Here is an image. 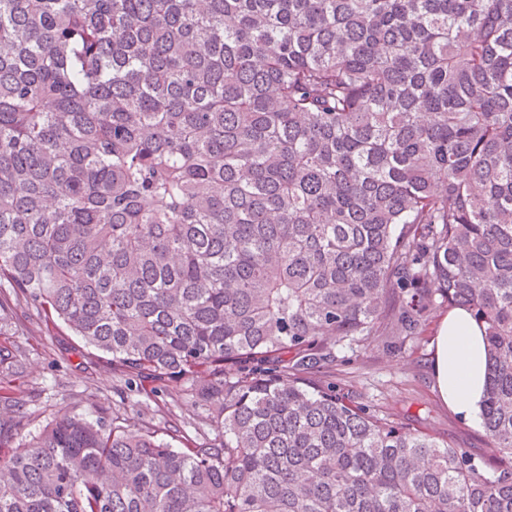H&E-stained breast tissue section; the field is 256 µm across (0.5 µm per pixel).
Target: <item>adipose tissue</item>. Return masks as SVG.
Listing matches in <instances>:
<instances>
[{"label":"adipose tissue","mask_w":512,"mask_h":512,"mask_svg":"<svg viewBox=\"0 0 512 512\" xmlns=\"http://www.w3.org/2000/svg\"><path fill=\"white\" fill-rule=\"evenodd\" d=\"M433 373L444 403L469 419L480 416L486 385V349L483 331L462 308L448 312L436 341Z\"/></svg>","instance_id":"obj_1"}]
</instances>
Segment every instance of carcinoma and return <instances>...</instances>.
<instances>
[{"instance_id": "obj_1", "label": "carcinoma", "mask_w": 512, "mask_h": 512, "mask_svg": "<svg viewBox=\"0 0 512 512\" xmlns=\"http://www.w3.org/2000/svg\"><path fill=\"white\" fill-rule=\"evenodd\" d=\"M1 282L215 429L0 413V512H512V0H0ZM437 303L482 455L317 380Z\"/></svg>"}]
</instances>
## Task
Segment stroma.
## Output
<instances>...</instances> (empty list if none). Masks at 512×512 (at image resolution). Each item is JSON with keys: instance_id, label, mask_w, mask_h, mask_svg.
Returning <instances> with one entry per match:
<instances>
[{"instance_id": "obj_1", "label": "stroma", "mask_w": 512, "mask_h": 512, "mask_svg": "<svg viewBox=\"0 0 512 512\" xmlns=\"http://www.w3.org/2000/svg\"><path fill=\"white\" fill-rule=\"evenodd\" d=\"M444 308L429 315L419 333L387 336L373 345L336 351L328 378L356 401L390 412L405 423L434 429L448 442L481 454L486 450L481 422L445 405L433 374L435 341ZM0 345L16 357L12 371H0V389L9 390L16 409L27 415L30 431L70 411L96 419L112 410L168 428V439L182 435L205 442L212 435L206 411L181 392L162 405L145 403L124 379L95 369L94 352L63 326L44 324L24 301L11 298L0 312Z\"/></svg>"}]
</instances>
